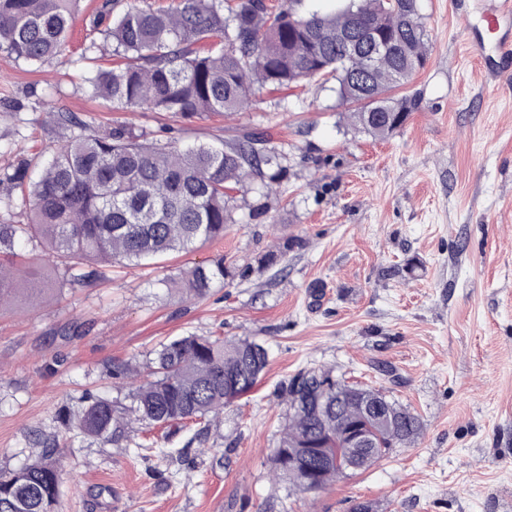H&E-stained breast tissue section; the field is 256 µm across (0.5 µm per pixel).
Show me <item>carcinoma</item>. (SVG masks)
<instances>
[{
	"label": "carcinoma",
	"mask_w": 512,
	"mask_h": 512,
	"mask_svg": "<svg viewBox=\"0 0 512 512\" xmlns=\"http://www.w3.org/2000/svg\"><path fill=\"white\" fill-rule=\"evenodd\" d=\"M75 0H0V51L37 64L64 56ZM303 0L271 10L266 0H173L167 7H140L130 0H104L93 19L109 68L88 71L92 94L112 107L150 108L190 116L241 111L255 87L288 89L325 75L336 79L341 105L355 130L373 139L391 136L417 106L413 97L391 95L424 67L429 37L418 0H340L330 14L302 12ZM78 132L58 145L36 175L22 163L10 177L28 205L27 224H0V253L20 258L23 243L40 240L46 260L60 259L71 281L99 276L96 263L127 264L190 251L224 237L236 223V191L274 178L282 156L270 140L243 132L231 143L147 144L130 129L106 132L77 122ZM228 275L224 260L196 266L169 285L204 296ZM19 292L13 266L0 262V305ZM269 364L265 343L250 338L181 336L161 346L146 378L130 361L112 362V378L138 381L132 404L122 407L94 395L63 424L103 445L144 427L208 428L224 407L251 393ZM330 369L301 370L282 386L284 425L271 462L289 487L309 492L302 467L321 469L315 489L336 481V470L320 458L293 464L289 453L317 448L371 414L379 448L413 444L419 416L362 386L336 400ZM39 452L19 468L0 473V512H59L60 442L38 437Z\"/></svg>",
	"instance_id": "obj_1"
}]
</instances>
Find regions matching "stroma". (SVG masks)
Wrapping results in <instances>:
<instances>
[{
	"label": "stroma",
	"instance_id": "1",
	"mask_svg": "<svg viewBox=\"0 0 512 512\" xmlns=\"http://www.w3.org/2000/svg\"><path fill=\"white\" fill-rule=\"evenodd\" d=\"M103 0H81L62 59L29 65L0 51V224L28 207L10 177L73 135L57 112L159 143L272 138L284 172L254 181L223 239L89 284L28 245L18 285L38 273L44 299L0 312V470L58 436L61 512H512V68L488 76L473 38L490 0H419L431 42L424 69L396 95L418 107L392 136L355 131L334 79L256 92L231 115L125 111L91 97L84 52ZM281 253L276 266L261 258ZM252 266L201 298L169 289L197 265ZM190 334L265 340L255 391L195 440L150 430L100 445L59 412L84 393L126 401L115 360L146 362ZM391 366L394 376L382 374ZM331 367L417 413L415 444L325 489L286 490L269 461L286 406L281 382Z\"/></svg>",
	"mask_w": 512,
	"mask_h": 512
}]
</instances>
